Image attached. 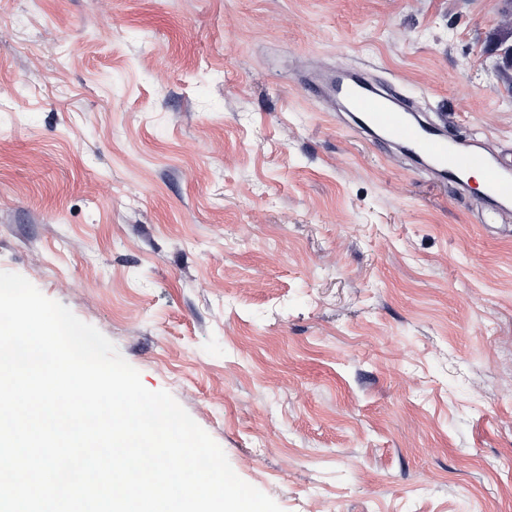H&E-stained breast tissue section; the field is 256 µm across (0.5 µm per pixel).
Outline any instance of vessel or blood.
Returning <instances> with one entry per match:
<instances>
[{
	"mask_svg": "<svg viewBox=\"0 0 512 512\" xmlns=\"http://www.w3.org/2000/svg\"><path fill=\"white\" fill-rule=\"evenodd\" d=\"M328 90L345 102L359 130L381 133L425 163L440 180L459 184L468 170L482 169L486 175L483 196L492 204V215H503L505 207L512 204V163L489 160L475 149L460 150L444 131L412 119L407 107L363 79L339 77Z\"/></svg>",
	"mask_w": 512,
	"mask_h": 512,
	"instance_id": "obj_1",
	"label": "vessel or blood"
}]
</instances>
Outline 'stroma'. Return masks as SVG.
<instances>
[{
  "instance_id": "1",
  "label": "stroma",
  "mask_w": 512,
  "mask_h": 512,
  "mask_svg": "<svg viewBox=\"0 0 512 512\" xmlns=\"http://www.w3.org/2000/svg\"><path fill=\"white\" fill-rule=\"evenodd\" d=\"M512 0H0V271L282 512H512V215L355 130L512 156ZM346 103L359 130L378 131L389 142L398 145L421 162L441 181L464 183L465 173L480 168L486 179L482 196L495 205L490 213L502 217L504 208L512 203V163L491 161L482 152L460 150L447 134L423 121L413 120L410 110L396 104L383 91L357 77H336L326 88ZM482 189L481 170H470Z\"/></svg>"
}]
</instances>
